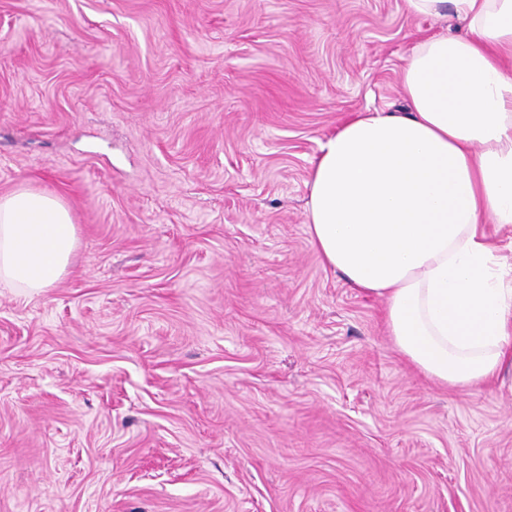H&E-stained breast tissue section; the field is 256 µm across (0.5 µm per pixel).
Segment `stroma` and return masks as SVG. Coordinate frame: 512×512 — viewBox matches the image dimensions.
Here are the masks:
<instances>
[{"label": "stroma", "mask_w": 512, "mask_h": 512, "mask_svg": "<svg viewBox=\"0 0 512 512\" xmlns=\"http://www.w3.org/2000/svg\"><path fill=\"white\" fill-rule=\"evenodd\" d=\"M405 0H0V195L78 247L0 283V512H512V368L446 388L325 266L312 160L402 112Z\"/></svg>", "instance_id": "1"}]
</instances>
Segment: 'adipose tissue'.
I'll return each mask as SVG.
<instances>
[{"mask_svg":"<svg viewBox=\"0 0 512 512\" xmlns=\"http://www.w3.org/2000/svg\"><path fill=\"white\" fill-rule=\"evenodd\" d=\"M455 14L464 36L434 34L400 75V113L344 123L312 163L306 212L325 265L383 298L395 346L452 388L512 365V284L490 224H512V0H405ZM77 243L69 209L24 185L0 196V283L38 293Z\"/></svg>","mask_w":512,"mask_h":512,"instance_id":"obj_1","label":"adipose tissue"}]
</instances>
